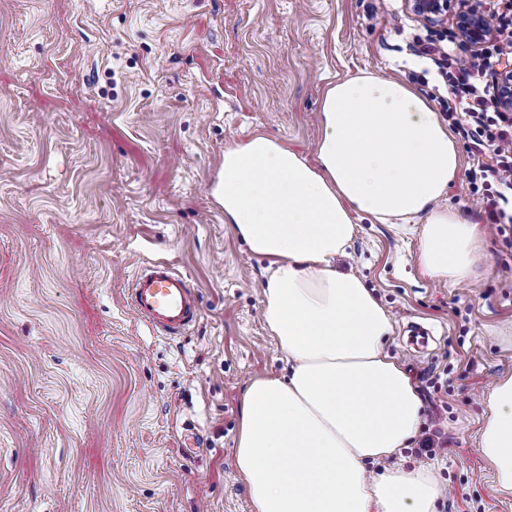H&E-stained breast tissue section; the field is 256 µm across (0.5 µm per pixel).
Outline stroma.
<instances>
[{"mask_svg": "<svg viewBox=\"0 0 512 512\" xmlns=\"http://www.w3.org/2000/svg\"><path fill=\"white\" fill-rule=\"evenodd\" d=\"M405 0H0V512H250L236 478L241 396L287 364L262 317L265 259L210 191L226 147L263 133L315 161L330 83L399 78L440 120ZM422 227L357 219L337 268L391 315L387 352L426 410L396 461L432 466L437 512H512L477 445L512 376V234L470 281L428 277ZM199 287L171 340L125 295L140 263Z\"/></svg>", "mask_w": 512, "mask_h": 512, "instance_id": "1", "label": "stroma"}]
</instances>
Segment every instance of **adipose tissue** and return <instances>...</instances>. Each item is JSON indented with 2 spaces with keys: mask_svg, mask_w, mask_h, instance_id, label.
<instances>
[{
  "mask_svg": "<svg viewBox=\"0 0 512 512\" xmlns=\"http://www.w3.org/2000/svg\"><path fill=\"white\" fill-rule=\"evenodd\" d=\"M315 163L257 135L225 148L215 194L224 222L268 261L265 323L288 363L242 396L234 465L250 512H437L434 472L374 464L416 436L424 401L384 349L388 312L336 258L364 214L422 220L419 260L431 277L470 280L482 233L443 200L461 167L453 134L403 81L360 75L331 85ZM477 444L512 492V376L488 393Z\"/></svg>",
  "mask_w": 512,
  "mask_h": 512,
  "instance_id": "ef3b65f1",
  "label": "adipose tissue"
}]
</instances>
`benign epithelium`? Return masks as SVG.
I'll return each instance as SVG.
<instances>
[{"label": "benign epithelium", "instance_id": "obj_1", "mask_svg": "<svg viewBox=\"0 0 512 512\" xmlns=\"http://www.w3.org/2000/svg\"><path fill=\"white\" fill-rule=\"evenodd\" d=\"M410 11L430 27H440L448 18V7H454L455 35L461 41L480 47L493 38L495 28L480 0H407ZM499 106L512 110V66L497 71Z\"/></svg>", "mask_w": 512, "mask_h": 512}]
</instances>
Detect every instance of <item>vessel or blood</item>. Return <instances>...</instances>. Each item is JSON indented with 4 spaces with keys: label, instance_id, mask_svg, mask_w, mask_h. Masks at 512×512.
Here are the masks:
<instances>
[{
    "label": "vessel or blood",
    "instance_id": "obj_1",
    "mask_svg": "<svg viewBox=\"0 0 512 512\" xmlns=\"http://www.w3.org/2000/svg\"><path fill=\"white\" fill-rule=\"evenodd\" d=\"M127 300L138 319L170 338L186 334L201 315L198 287L165 263L142 268Z\"/></svg>",
    "mask_w": 512,
    "mask_h": 512
}]
</instances>
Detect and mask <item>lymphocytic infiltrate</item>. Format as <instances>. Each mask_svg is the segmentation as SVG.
Returning <instances> with one entry per match:
<instances>
[{
    "label": "lymphocytic infiltrate",
    "mask_w": 512,
    "mask_h": 512,
    "mask_svg": "<svg viewBox=\"0 0 512 512\" xmlns=\"http://www.w3.org/2000/svg\"><path fill=\"white\" fill-rule=\"evenodd\" d=\"M418 53L446 70L448 119L467 139L471 195L489 228L505 234L512 225V113L496 102L490 63L512 60V30L499 31L495 40L467 55H449L432 43L421 45Z\"/></svg>",
    "instance_id": "1"
}]
</instances>
